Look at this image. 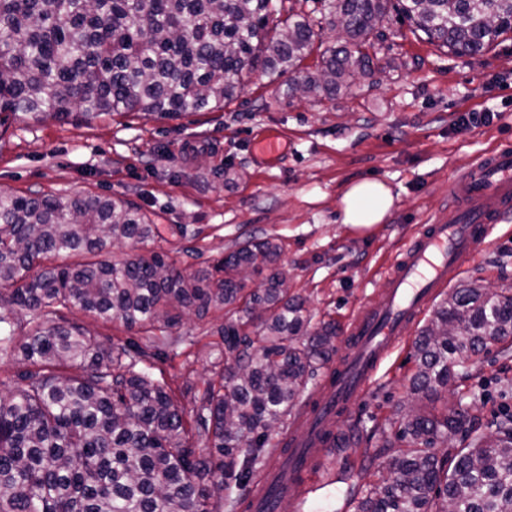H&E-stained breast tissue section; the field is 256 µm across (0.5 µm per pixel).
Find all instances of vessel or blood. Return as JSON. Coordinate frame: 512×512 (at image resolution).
<instances>
[{
	"instance_id": "b4317fda",
	"label": "vessel or blood",
	"mask_w": 512,
	"mask_h": 512,
	"mask_svg": "<svg viewBox=\"0 0 512 512\" xmlns=\"http://www.w3.org/2000/svg\"><path fill=\"white\" fill-rule=\"evenodd\" d=\"M451 217L415 228L386 269L377 305L355 313L330 382L288 430V451L260 483L251 512H279L284 497L302 498L317 460L329 448L326 424L359 407L382 362L409 336L426 307L457 279L500 224L512 220V150L486 154L454 179Z\"/></svg>"
}]
</instances>
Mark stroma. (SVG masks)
Here are the masks:
<instances>
[{
  "label": "stroma",
  "instance_id": "stroma-1",
  "mask_svg": "<svg viewBox=\"0 0 512 512\" xmlns=\"http://www.w3.org/2000/svg\"><path fill=\"white\" fill-rule=\"evenodd\" d=\"M372 73L356 74L336 95H291L287 77L254 71L245 92L222 108L176 119L137 112L89 122L11 121L0 133V193H96L126 200L161 231L184 236L146 247L115 244V258L170 250L179 268L195 272L238 248L252 233L278 237L288 286L307 300L315 321L346 329L355 310L376 304L382 273L414 225L448 219L457 173L479 156L512 146V32L490 50L461 56L414 37L390 14L378 26ZM494 113L493 122L457 127L460 113ZM281 135L285 148L269 158L255 143ZM363 179L391 187L395 203L383 223L362 231L342 223L344 189ZM455 287L512 289V230L500 228ZM222 312L184 318L185 344L157 362L178 404L192 413L224 366ZM412 341L381 365L364 403L340 419L354 445L325 455L314 490L287 500L288 512H341L366 484L390 474L380 450L383 428L410 399ZM484 391L472 401L474 391ZM455 399L470 406L474 428L495 431L512 413V341L490 348L465 377Z\"/></svg>",
  "mask_w": 512,
  "mask_h": 512
}]
</instances>
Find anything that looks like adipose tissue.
Returning <instances> with one entry per match:
<instances>
[{"mask_svg": "<svg viewBox=\"0 0 512 512\" xmlns=\"http://www.w3.org/2000/svg\"><path fill=\"white\" fill-rule=\"evenodd\" d=\"M394 196L385 183L362 180L346 187L340 199L343 223L369 228L382 223L390 212Z\"/></svg>", "mask_w": 512, "mask_h": 512, "instance_id": "ef3b65f1", "label": "adipose tissue"}]
</instances>
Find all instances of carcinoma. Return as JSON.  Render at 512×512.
<instances>
[{"label":"carcinoma","mask_w":512,"mask_h":512,"mask_svg":"<svg viewBox=\"0 0 512 512\" xmlns=\"http://www.w3.org/2000/svg\"><path fill=\"white\" fill-rule=\"evenodd\" d=\"M285 2L0 0V126L122 112L173 119L228 105L259 66L293 75V91L331 96L371 69L390 0H326L324 21L345 44L303 75L314 23L292 14L267 30ZM401 2L412 34L458 54L479 55L512 31V0ZM159 236L121 199L0 195V350L25 365L0 392V512H219L220 500L235 510L268 456L288 451L267 436L288 431L309 382L330 374L336 323L312 324L289 293L273 237L253 235L193 273L163 250L105 258L118 242ZM62 254L79 261L60 265ZM243 268L266 274L263 287H247ZM74 309L142 338H101L69 321ZM212 310L224 311V368L189 422L153 369L183 342L173 335L183 318ZM511 338V288H458L434 308L414 344L411 400L381 446L392 475L368 485L355 512H448L450 502L455 512H512V415L487 436L466 427L468 406H436L467 369L460 354L475 359ZM460 432L468 443L450 469L436 448ZM200 439L208 452L196 451Z\"/></svg>","instance_id":"1"}]
</instances>
